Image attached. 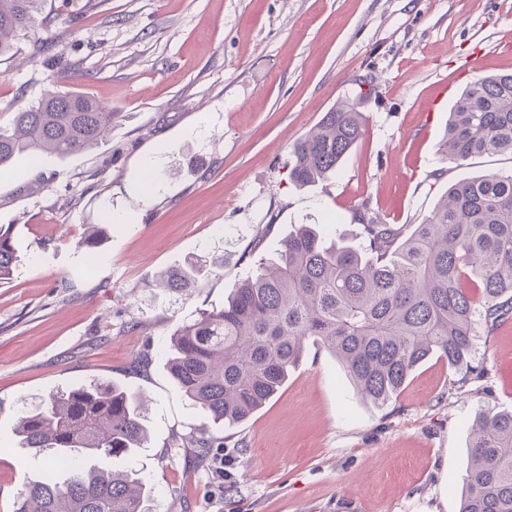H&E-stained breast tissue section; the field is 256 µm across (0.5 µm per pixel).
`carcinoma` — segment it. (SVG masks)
Wrapping results in <instances>:
<instances>
[{"label":"carcinoma","instance_id":"carcinoma-1","mask_svg":"<svg viewBox=\"0 0 512 512\" xmlns=\"http://www.w3.org/2000/svg\"><path fill=\"white\" fill-rule=\"evenodd\" d=\"M42 6L0 0V55L34 27ZM113 116L88 96L50 89L0 126V168L23 153L64 158L87 149L108 134ZM362 134L357 103H338L293 147L292 181H328ZM439 152L454 162L512 154V72L468 85ZM16 262L11 234L0 229V283ZM211 273L197 260L162 280L177 293ZM510 317L512 172L487 173L452 185L419 224L372 219L352 242L300 227L224 306L177 329L166 365L195 406L230 427L278 393L311 340L337 357L363 400L383 408L418 365L434 356L452 368L468 364L479 328ZM145 406L107 382L51 392L23 407V447L54 451L66 477L30 482L15 512H146L141 472L85 465L88 457L126 458L142 447ZM180 440L184 448L224 447L203 428ZM468 456L460 512H512V412L479 417Z\"/></svg>","mask_w":512,"mask_h":512}]
</instances>
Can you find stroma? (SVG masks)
Here are the masks:
<instances>
[{"label":"stroma","instance_id":"obj_1","mask_svg":"<svg viewBox=\"0 0 512 512\" xmlns=\"http://www.w3.org/2000/svg\"><path fill=\"white\" fill-rule=\"evenodd\" d=\"M42 16L0 57V126L63 72L115 118L92 148L0 170L18 255L0 283V512L49 468L19 445L22 405L94 379L149 401L145 447L98 463L142 471L150 512H459L476 419L512 410V319L481 331L470 367L430 359L382 409L307 345L231 427L191 404L164 351L300 225L348 240L371 219L417 224L451 184L512 171L506 153H436L468 82L512 72V0H46ZM355 96L364 136L332 179L297 186L294 144ZM215 258L183 293L156 282ZM201 425L223 447H175Z\"/></svg>","mask_w":512,"mask_h":512}]
</instances>
